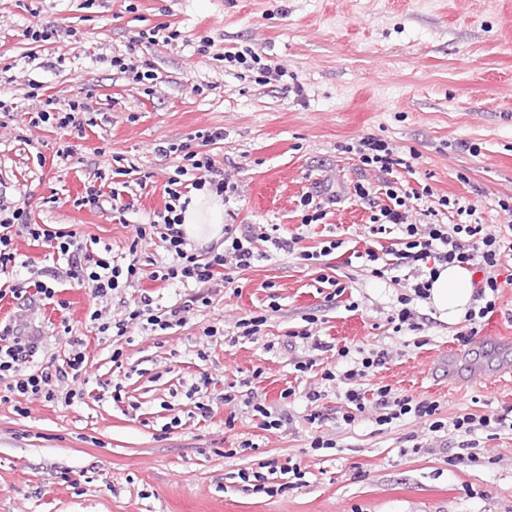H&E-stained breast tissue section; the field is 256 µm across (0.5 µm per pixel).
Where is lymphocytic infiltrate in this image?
I'll list each match as a JSON object with an SVG mask.
<instances>
[{"instance_id":"lymphocytic-infiltrate-1","label":"lymphocytic infiltrate","mask_w":512,"mask_h":512,"mask_svg":"<svg viewBox=\"0 0 512 512\" xmlns=\"http://www.w3.org/2000/svg\"><path fill=\"white\" fill-rule=\"evenodd\" d=\"M86 110L83 102L71 99L58 107L28 113L27 118L33 127L51 124L60 129H74L80 135L84 133L87 123ZM196 137L203 145L202 150H194L188 142L156 144L157 154L164 157L179 156L182 163L177 166L174 176L168 177L166 181L168 199L163 210L157 212L150 225H133L128 256L124 261L94 256L76 233L50 232L43 225L31 223L27 211L0 204V276L12 277L20 265V254L12 235V229L17 225L21 226L30 239L49 242L54 252L66 261L71 279L81 285H91L92 293L97 298L138 287V250L153 239H160L168 261L153 271L151 278L156 282L181 283L184 292L175 303L168 306L154 305L150 295L141 294L137 304L125 307L122 315L109 322L101 321L98 311L90 312L89 320L96 324L99 333L121 338L142 325L154 332L171 330L182 326L189 312L210 306L219 282L228 281L229 270L244 271L251 268L257 257L255 240L269 243L276 250L296 254L299 260L315 263L339 248V240L330 239L320 250L299 252L295 249V239L273 233L257 237L251 226L237 228L231 224L224 227L223 248L212 247L204 252L189 248L182 229V216L177 210L183 186L188 185L197 190L205 188L225 200L230 199L237 190L235 181L219 171L212 156L204 151L205 146L223 140V129L201 130ZM386 194L390 200L389 205L374 211L370 221L379 225L397 226L402 234L401 247L394 251L390 266L394 269H410L413 275L408 292L399 294L396 299L397 305L390 317L394 332L420 330L415 301L427 299L440 265L457 264L475 269L482 275L476 284V294L482 304L468 309L464 316L466 329L458 334L459 342L469 343L496 307L501 288L496 271L512 263V246L505 244L498 235L487 231L482 223L475 221L476 209L473 205L463 206L458 200L440 198L439 204L451 214L452 223L443 224L436 220L423 223L417 219V211L409 194L391 188L387 189ZM65 343L67 351L64 359L55 372L51 373L32 364L40 348V336L27 331L24 324L17 321L0 323V400L7 402L22 397L47 403H68L77 397L76 385L87 373V345L78 336L66 337ZM339 355L349 359V367L340 373L323 370L321 379L325 384L342 386V395L347 404L342 419L349 425L355 423L366 410L363 381L374 376L386 364L389 351L356 345L342 347ZM375 407L378 411L375 422L380 426L409 418L428 423L433 432L450 425L464 436L489 428L512 430V408L493 416L464 413L446 423L438 417L437 401L401 397L386 385L377 388Z\"/></svg>"}]
</instances>
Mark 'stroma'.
Instances as JSON below:
<instances>
[{
    "mask_svg": "<svg viewBox=\"0 0 512 512\" xmlns=\"http://www.w3.org/2000/svg\"><path fill=\"white\" fill-rule=\"evenodd\" d=\"M46 26L57 29L55 38L28 39L27 29ZM155 26L180 37L139 43L138 32ZM248 48L269 74L227 62ZM116 55L133 68L150 62L154 80L113 68ZM0 93L22 113L51 97L79 99L93 120L81 136L21 121L0 132V197L35 223L121 255L130 223L163 209L165 182L179 163L155 154V144L220 127L223 141L207 151L238 186L225 205L236 223L257 234L279 225L281 236H299L310 251L341 242L312 266L258 243L263 258L164 334L98 335L89 311L110 318L117 300L92 298L69 278L61 284L63 311L39 303L23 311L0 298V321L19 314L41 334L35 364L57 366L64 347L53 330L64 321L86 337L89 355L83 395L71 405L35 402L22 417L0 403V512H512V431H478L469 461L452 431L432 433L407 419L381 427L371 407L344 424L347 405L332 387L317 426L304 398L320 368L345 370L337 348L362 343L391 353L366 393L386 385L398 396L438 400L447 422L512 407V285L501 288L494 315L464 346L456 339L462 323L442 322L424 301L416 304L424 329L394 332L389 317L404 288L373 277L363 259L400 236L394 228L367 231L371 204L389 203L388 181L420 193L422 209L442 196L471 203L482 224L512 242V216L498 206L512 196V0H0ZM367 138L386 141L410 167L364 170L346 147ZM66 146L71 157L55 159ZM100 147L133 169L126 213L73 206L95 173L112 171ZM139 170L154 175L143 188ZM360 181L371 183L372 203L355 197ZM325 184L339 202L328 205L324 223L303 225L302 195ZM138 257L143 289L155 303L173 304L182 285L150 278L167 260L163 249L151 243ZM330 278L346 291L328 305ZM272 293L281 309L259 340L235 338V322L265 309ZM311 314L332 349L303 377L293 362L308 350L292 346L290 334ZM214 323L223 333L204 336ZM202 374L210 379L206 417L186 396ZM228 389L238 398L232 407L222 401ZM253 395L289 414L290 424L262 429L245 405ZM321 434L335 448L312 449ZM247 439L252 448L239 450ZM272 459L299 463L302 482L274 497L244 490L238 471Z\"/></svg>",
    "mask_w": 512,
    "mask_h": 512,
    "instance_id": "obj_1",
    "label": "stroma"
}]
</instances>
